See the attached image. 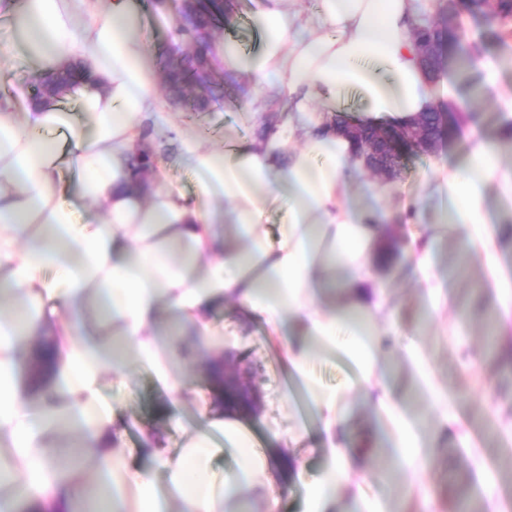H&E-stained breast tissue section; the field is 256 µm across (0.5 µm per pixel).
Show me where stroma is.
I'll return each mask as SVG.
<instances>
[{
	"mask_svg": "<svg viewBox=\"0 0 512 512\" xmlns=\"http://www.w3.org/2000/svg\"><path fill=\"white\" fill-rule=\"evenodd\" d=\"M144 19L150 38L149 64L159 69L161 55L175 22L173 7L157 6L154 0H133ZM473 39L482 41L484 56L497 69L503 90L512 91V37L500 42L497 27L478 16L462 15ZM443 76L455 80L459 97L483 115L481 132L495 137L499 127L498 105L488 98L471 95V85L482 84L484 75L472 72L470 84L457 82L454 69ZM256 96L243 79L225 82L223 99L206 112H187L171 100H163L160 112L148 122L144 133L148 142L163 143L158 156L166 186L192 194L194 185L182 161L180 142L170 134L178 126L194 140L221 147L228 133L253 139L255 129L241 125L239 111ZM454 234L441 240L437 267L443 276L448 307L437 317H429L412 269L397 263L388 272L374 271L376 284L384 290V306L376 324L382 335L376 354L379 381L402 406L408 420L417 426L421 448L432 454L431 465L413 471L400 464L388 441L389 425L376 417L367 394L356 386L352 363L340 351L311 345L309 379L288 374L280 345L264 326L239 304H219L214 318L226 348L244 353L259 372L254 382L263 400L259 417L245 423L254 447H288L302 477L288 476L279 512H309L315 482L332 466L318 440L319 421L314 404L318 391L343 390L337 404L338 416L354 436L374 441L372 465L361 479L369 499L381 501L386 512H448V487L461 474L472 473L471 496L484 512H512V473L503 460L512 455V386L493 389L494 378L512 376V360L506 356L487 357L486 320L498 316L500 344L512 342V320L499 317L495 289L482 287L483 269L459 254ZM202 355L193 347L182 350L178 374L187 387L179 405L171 400L155 378L144 371L129 375L123 387H116L111 375L103 377V395L112 400L123 420L125 454L138 466L150 459L143 452L145 433H152L162 447L181 448L186 431L175 418L191 420L198 405L196 392L205 390L201 376ZM428 370L431 382H424L421 370ZM447 394V431L436 429L440 415L434 392Z\"/></svg>",
	"mask_w": 512,
	"mask_h": 512,
	"instance_id": "stroma-1",
	"label": "stroma"
}]
</instances>
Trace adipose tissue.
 I'll use <instances>...</instances> for the list:
<instances>
[{
	"mask_svg": "<svg viewBox=\"0 0 512 512\" xmlns=\"http://www.w3.org/2000/svg\"><path fill=\"white\" fill-rule=\"evenodd\" d=\"M294 0H262L251 22L257 50L235 40L214 44L226 75L274 89L288 117L243 146L212 148L185 141V165L195 198L160 185L133 184L130 160L145 150L144 121L159 110L158 79L131 0L102 9L87 0H23L6 5L7 52L33 72L82 61L94 79L76 110L55 103L14 110L0 100V297L32 305L23 321L0 322V455L15 469L0 485V512L20 500L51 512H71L90 487L102 490V512H235L252 490L265 512H278L280 490L267 457L249 446L236 409L202 397V424L178 453L152 446V465L132 467L121 453L124 430L102 395V377L152 372L172 399L185 391L176 376L182 332H190L212 369L216 351L213 307L234 301L260 317L283 347L289 370L305 375L309 352L291 341V323L309 339L330 345L351 328L346 354L363 378L375 363L372 317L383 297L364 257L390 219L387 210L352 192L362 162L327 125L349 94L362 100L375 125L407 121L448 98L447 83L429 85L417 61L412 25L416 0H318L305 15ZM492 139L471 138L463 163L437 159L417 202L402 213L408 224L433 220L456 232L464 252L483 261L487 285L512 289L491 248L492 206L512 209V168L497 162ZM77 177L78 202L102 206L104 217L78 216L63 199L64 172ZM285 213L277 239L263 231L271 206ZM434 238L413 234L407 244L433 308L443 299L433 260ZM340 259L352 275L344 306L315 301L327 261ZM178 332L163 334L159 309ZM111 326L112 341L91 339L89 324ZM47 360L46 393L33 399L18 381L26 350ZM323 443L336 468L313 491L314 512H327L339 479L366 472L360 453L336 416L335 394L317 396ZM77 437V455L92 460L94 484L78 467L60 464L53 436ZM236 458L231 485L211 477L223 453Z\"/></svg>",
	"mask_w": 512,
	"mask_h": 512,
	"instance_id": "ef3b65f1",
	"label": "adipose tissue"
}]
</instances>
